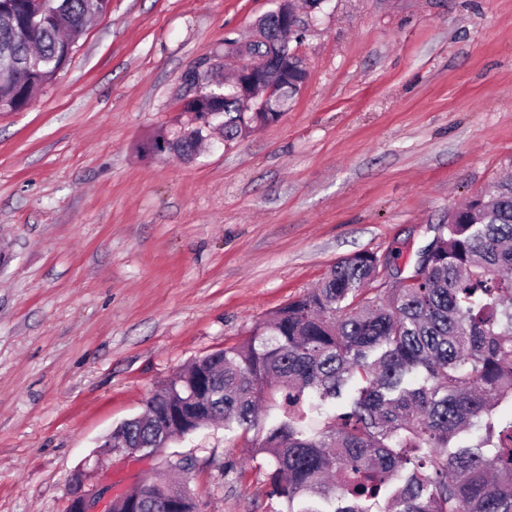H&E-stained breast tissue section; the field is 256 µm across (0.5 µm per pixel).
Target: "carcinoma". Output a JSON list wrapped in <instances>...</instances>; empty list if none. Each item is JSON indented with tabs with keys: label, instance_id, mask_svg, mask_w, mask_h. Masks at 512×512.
I'll use <instances>...</instances> for the list:
<instances>
[{
	"label": "carcinoma",
	"instance_id": "1",
	"mask_svg": "<svg viewBox=\"0 0 512 512\" xmlns=\"http://www.w3.org/2000/svg\"><path fill=\"white\" fill-rule=\"evenodd\" d=\"M110 0H44L33 41L0 29V49L24 62L18 75L0 73V110L28 105L34 90L51 82L71 58L92 14ZM0 13L25 25L29 0H0ZM266 112L244 115L224 100L222 132L231 142L260 123ZM198 130L167 144L187 157L202 140ZM420 270L396 288L363 295L377 278L374 255L336 262L318 287L258 322L240 344L217 349L178 371L145 412L112 430L122 448H147L166 437L184 438L217 420L244 433L258 426L267 401L277 410L252 460L270 470L269 495L281 512L311 497L338 498L332 512H512V418L493 420L494 408L512 403V179L448 214L419 260ZM355 385L349 409L327 414L318 430L308 413ZM197 392L209 407L187 413ZM316 401L304 406L308 393ZM482 426L478 443L448 451L462 432ZM492 444L493 452L482 448ZM404 485L377 503L410 459ZM148 496L113 512H201L199 500L157 474Z\"/></svg>",
	"mask_w": 512,
	"mask_h": 512
}]
</instances>
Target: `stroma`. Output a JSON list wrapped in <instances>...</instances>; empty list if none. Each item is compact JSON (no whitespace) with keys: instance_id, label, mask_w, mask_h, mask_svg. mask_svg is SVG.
<instances>
[{"instance_id":"35a3bbf8","label":"stroma","mask_w":512,"mask_h":512,"mask_svg":"<svg viewBox=\"0 0 512 512\" xmlns=\"http://www.w3.org/2000/svg\"><path fill=\"white\" fill-rule=\"evenodd\" d=\"M273 0H110L69 64L0 112V512H66L69 480L178 369L366 252L411 270L449 212L512 174V0L299 8L308 80L276 122L190 159L197 70ZM241 434L114 455V491L187 466L203 512H280Z\"/></svg>"}]
</instances>
